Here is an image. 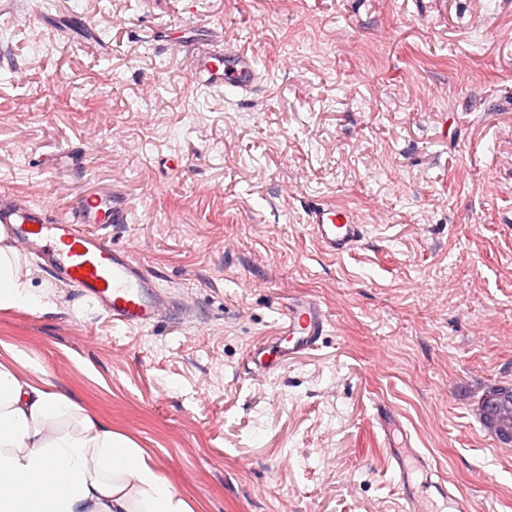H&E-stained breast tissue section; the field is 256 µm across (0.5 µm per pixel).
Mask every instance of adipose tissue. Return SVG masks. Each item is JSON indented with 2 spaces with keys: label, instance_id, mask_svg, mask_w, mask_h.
<instances>
[{
  "label": "adipose tissue",
  "instance_id": "1",
  "mask_svg": "<svg viewBox=\"0 0 512 512\" xmlns=\"http://www.w3.org/2000/svg\"><path fill=\"white\" fill-rule=\"evenodd\" d=\"M19 261L0 243V308L37 307ZM74 431L48 437V423ZM0 512H192L149 456L54 393L0 365Z\"/></svg>",
  "mask_w": 512,
  "mask_h": 512
}]
</instances>
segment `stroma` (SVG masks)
<instances>
[{"mask_svg":"<svg viewBox=\"0 0 512 512\" xmlns=\"http://www.w3.org/2000/svg\"><path fill=\"white\" fill-rule=\"evenodd\" d=\"M200 30L253 51L267 91L196 84ZM93 193L130 206L113 240L189 311L117 326L25 256L44 298L0 309V364L142 448L192 512H406L382 403L446 480L434 512H512V443L478 414L512 384V0H0V196ZM320 201L366 224L350 254L316 243ZM299 294L326 336L252 377Z\"/></svg>","mask_w":512,"mask_h":512,"instance_id":"stroma-1","label":"stroma"}]
</instances>
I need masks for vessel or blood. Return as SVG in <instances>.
Here are the masks:
<instances>
[{"label":"vessel or blood","instance_id":"obj_1","mask_svg":"<svg viewBox=\"0 0 512 512\" xmlns=\"http://www.w3.org/2000/svg\"><path fill=\"white\" fill-rule=\"evenodd\" d=\"M199 84L223 88L225 95L250 98L263 92L264 77L254 54L229 43L210 44L192 52ZM126 203L110 196H86L70 214L54 217L16 197H0V232L23 254L41 253L47 269L60 283L95 299L113 321L128 327H154L187 309L184 300L169 296L154 275L112 239V227L125 223ZM312 233L327 254L343 256L365 238L367 228L352 209L318 203L308 210ZM328 316L309 296L289 299L271 336L254 344L248 354L252 374H269L295 355L318 346L327 333ZM376 421L390 450L394 479L405 493L408 512H431L432 493L447 495L443 481L412 488V468L430 469L429 459L412 445L400 414L379 405Z\"/></svg>","mask_w":512,"mask_h":512}]
</instances>
